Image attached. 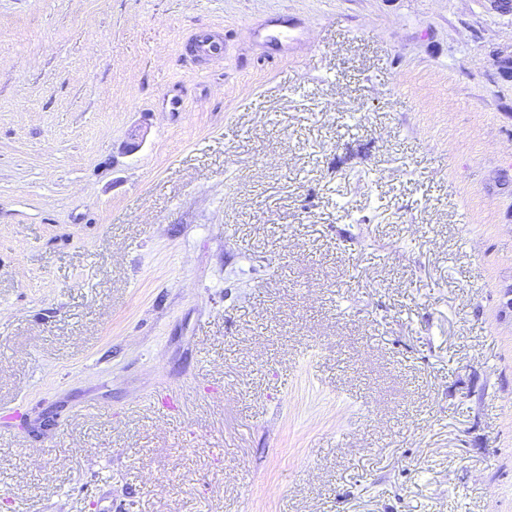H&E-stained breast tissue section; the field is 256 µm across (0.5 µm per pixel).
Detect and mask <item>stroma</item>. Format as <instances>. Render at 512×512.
Listing matches in <instances>:
<instances>
[{"instance_id":"1","label":"stroma","mask_w":512,"mask_h":512,"mask_svg":"<svg viewBox=\"0 0 512 512\" xmlns=\"http://www.w3.org/2000/svg\"><path fill=\"white\" fill-rule=\"evenodd\" d=\"M511 55L489 0H0V512H512Z\"/></svg>"}]
</instances>
